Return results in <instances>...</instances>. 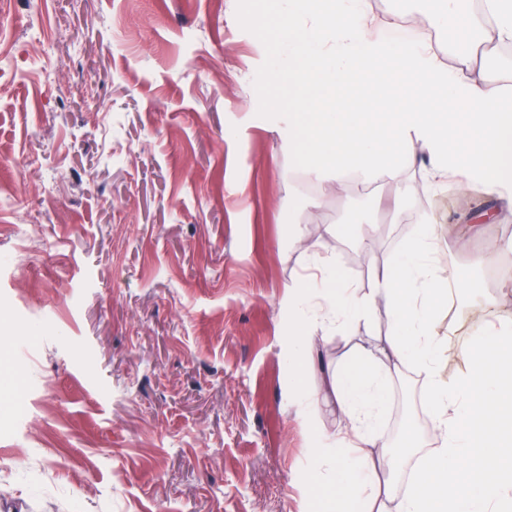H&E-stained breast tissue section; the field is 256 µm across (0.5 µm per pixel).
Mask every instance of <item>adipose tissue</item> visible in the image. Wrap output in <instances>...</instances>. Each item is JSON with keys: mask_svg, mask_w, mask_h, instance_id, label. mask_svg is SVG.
<instances>
[{"mask_svg": "<svg viewBox=\"0 0 512 512\" xmlns=\"http://www.w3.org/2000/svg\"><path fill=\"white\" fill-rule=\"evenodd\" d=\"M369 0H276L280 19L278 69L298 87L275 106L288 112V143L300 145L308 171L371 182L393 176L413 160L406 137L421 142L433 185L461 193L482 188L487 222L512 213V98L502 85L470 68L477 52L476 16L459 0H430L421 29L455 28L443 61L424 36L396 42L373 33ZM436 225L422 222L389 264L375 273L376 292L358 296L340 273L312 259L309 275L288 289L297 323L288 338L295 375L313 364L309 326L365 320L377 302L390 312L382 348H366L332 376L331 394L348 428L332 446L315 447L334 464L327 512H356L355 488L370 486L388 460L383 418L390 368L409 365L425 375V398L437 453L397 502L371 496L367 512H512V316H498L477 336L466 369L445 380V338L438 309L449 290L468 280L439 276Z\"/></svg>", "mask_w": 512, "mask_h": 512, "instance_id": "adipose-tissue-1", "label": "adipose tissue"}]
</instances>
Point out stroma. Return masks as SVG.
<instances>
[{
	"label": "stroma",
	"mask_w": 512,
	"mask_h": 512,
	"mask_svg": "<svg viewBox=\"0 0 512 512\" xmlns=\"http://www.w3.org/2000/svg\"><path fill=\"white\" fill-rule=\"evenodd\" d=\"M428 8L370 0L397 41ZM276 38L273 0H0V512H320L333 471L288 390L294 231L369 295L421 219L466 225L487 200L417 165L310 174L268 108L289 92ZM509 227L438 246L503 315ZM388 325L380 306L328 332L303 390ZM439 325L452 379L486 319L458 295ZM423 388L392 367L384 416L386 439L420 434L419 464Z\"/></svg>",
	"instance_id": "35a3bbf8"
}]
</instances>
